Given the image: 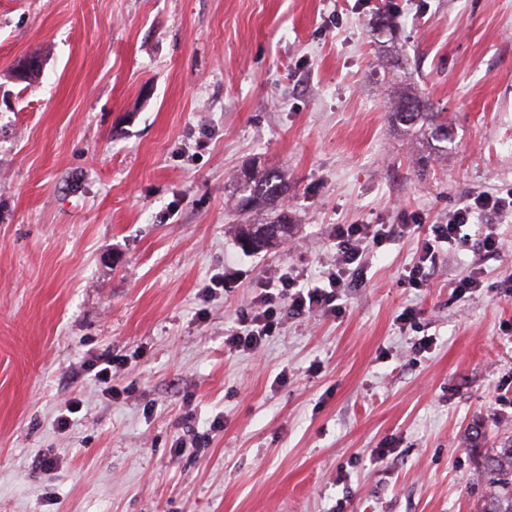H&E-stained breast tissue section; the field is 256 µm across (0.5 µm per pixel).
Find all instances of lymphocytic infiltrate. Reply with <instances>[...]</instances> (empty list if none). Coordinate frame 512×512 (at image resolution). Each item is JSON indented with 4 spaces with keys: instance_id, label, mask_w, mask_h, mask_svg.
I'll list each match as a JSON object with an SVG mask.
<instances>
[{
    "instance_id": "1",
    "label": "lymphocytic infiltrate",
    "mask_w": 512,
    "mask_h": 512,
    "mask_svg": "<svg viewBox=\"0 0 512 512\" xmlns=\"http://www.w3.org/2000/svg\"><path fill=\"white\" fill-rule=\"evenodd\" d=\"M512 214V190L506 195L482 192L461 199L446 223L431 225L432 236L422 245L418 260L409 270L414 287L426 282L425 265L436 261L447 246L467 245L466 226L480 224L479 246L499 250L501 242L494 230L497 219ZM415 217L400 214L395 224H338L333 228L336 259L316 283H308L294 269L278 276L276 282H262L249 308L240 311L234 327L225 330L224 344L234 351L254 352L274 336L287 319L341 312L348 288L363 284L366 256L382 247L395 234L410 229Z\"/></svg>"
}]
</instances>
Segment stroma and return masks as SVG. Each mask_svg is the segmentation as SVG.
<instances>
[{"instance_id":"35a3bbf8","label":"stroma","mask_w":512,"mask_h":512,"mask_svg":"<svg viewBox=\"0 0 512 512\" xmlns=\"http://www.w3.org/2000/svg\"><path fill=\"white\" fill-rule=\"evenodd\" d=\"M402 87L451 129L423 166ZM253 160L288 181L295 250L236 241ZM510 187L512 0H0V512H480L465 434L512 435V222L500 253L406 275L427 225ZM402 210L420 228L367 256L344 313L225 348L261 278L318 280L333 225Z\"/></svg>"}]
</instances>
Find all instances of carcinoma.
<instances>
[{"mask_svg": "<svg viewBox=\"0 0 512 512\" xmlns=\"http://www.w3.org/2000/svg\"><path fill=\"white\" fill-rule=\"evenodd\" d=\"M417 98L413 92L403 91L391 104V119L404 134L420 138L437 153H448V123L424 102L415 112L405 110L407 102ZM288 193L284 178L272 171L250 165L236 177L233 186L234 211L238 244L245 251L269 250L279 246L294 233L288 212L281 203ZM271 211L268 221L253 223V215ZM479 471L491 488L483 512H512V440L501 442L483 456Z\"/></svg>", "mask_w": 512, "mask_h": 512, "instance_id": "carcinoma-1", "label": "carcinoma"}]
</instances>
